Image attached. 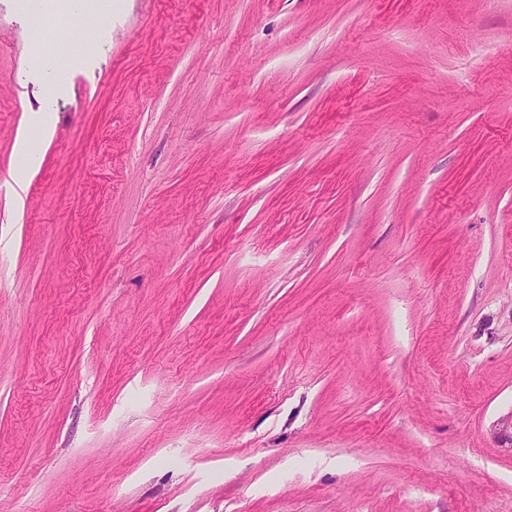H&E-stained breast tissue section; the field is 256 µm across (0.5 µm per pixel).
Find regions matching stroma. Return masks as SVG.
<instances>
[{"mask_svg":"<svg viewBox=\"0 0 512 512\" xmlns=\"http://www.w3.org/2000/svg\"><path fill=\"white\" fill-rule=\"evenodd\" d=\"M56 19L0 0V512H512V0Z\"/></svg>","mask_w":512,"mask_h":512,"instance_id":"35a3bbf8","label":"stroma"}]
</instances>
